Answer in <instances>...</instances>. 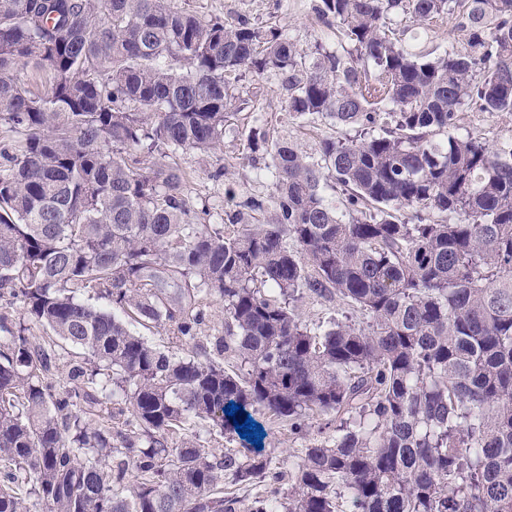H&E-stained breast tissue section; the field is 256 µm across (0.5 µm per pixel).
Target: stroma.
<instances>
[{
	"instance_id": "stroma-1",
	"label": "stroma",
	"mask_w": 512,
	"mask_h": 512,
	"mask_svg": "<svg viewBox=\"0 0 512 512\" xmlns=\"http://www.w3.org/2000/svg\"><path fill=\"white\" fill-rule=\"evenodd\" d=\"M175 3L201 17L221 14L231 21L245 17L259 25L276 24L307 50L318 43L328 47L336 44L332 31L316 16V0H175ZM239 91L248 105L226 124L221 150L203 155L189 153L181 158L189 173L188 195L195 205L208 207L209 221L213 224L221 223L225 210L232 208L235 201L249 196L267 197L273 191L271 181L257 177L247 164V134L251 128L289 134L307 151L313 150L318 136L327 131L323 124H302L289 114L275 74L247 77L240 82ZM459 129L493 142L512 136V116L491 115L470 108L463 110ZM219 166L223 167L224 175L216 180L211 173Z\"/></svg>"
}]
</instances>
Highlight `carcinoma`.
<instances>
[{"instance_id": "1", "label": "carcinoma", "mask_w": 512, "mask_h": 512, "mask_svg": "<svg viewBox=\"0 0 512 512\" xmlns=\"http://www.w3.org/2000/svg\"><path fill=\"white\" fill-rule=\"evenodd\" d=\"M317 13L333 50L174 0H0V296L49 330L0 317V512H512V137L457 133L470 106L512 114V0ZM395 15L461 39L414 52ZM269 72L331 132L308 153L251 129L273 193L214 227L180 156ZM305 294L362 320L311 325ZM232 403L305 441L288 491L272 456L188 435H237ZM188 435H193V439L195 437V441L201 445H204L208 448H242L243 442L239 439L235 438L234 440L226 438V436L221 435L212 427H209L206 423H196L193 426H190V430Z\"/></svg>"}]
</instances>
